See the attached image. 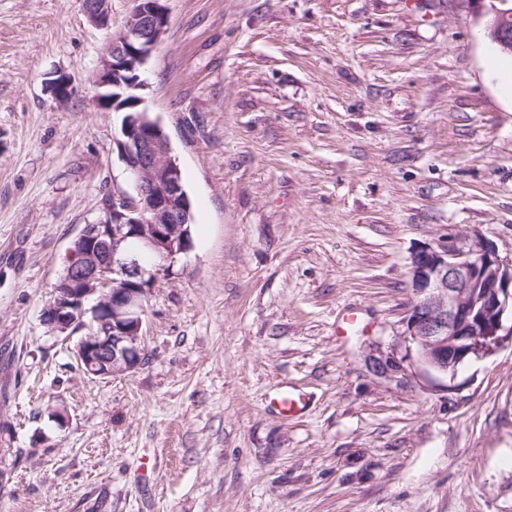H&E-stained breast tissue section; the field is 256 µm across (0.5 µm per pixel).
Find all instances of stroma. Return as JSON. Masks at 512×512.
Masks as SVG:
<instances>
[{
    "label": "stroma",
    "mask_w": 512,
    "mask_h": 512,
    "mask_svg": "<svg viewBox=\"0 0 512 512\" xmlns=\"http://www.w3.org/2000/svg\"><path fill=\"white\" fill-rule=\"evenodd\" d=\"M165 6L142 95L191 243L141 365L99 379L41 312L129 186L123 115L92 104L109 30L82 0H0V446L21 451L0 512H512V345L451 384L369 366L400 345L412 252L479 237L512 258V74L483 21L463 0ZM284 393L300 413L270 409ZM46 86L52 98L59 103L67 101L76 90L71 78L64 73L54 74Z\"/></svg>",
    "instance_id": "stroma-1"
}]
</instances>
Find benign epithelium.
<instances>
[{
  "label": "benign epithelium",
  "mask_w": 512,
  "mask_h": 512,
  "mask_svg": "<svg viewBox=\"0 0 512 512\" xmlns=\"http://www.w3.org/2000/svg\"><path fill=\"white\" fill-rule=\"evenodd\" d=\"M124 26L106 42L95 74L101 89L95 106L120 110L131 92V107L115 138L118 160L132 192L112 191L107 217L86 225L67 251V275L58 279L41 321L53 336L84 335L74 347L78 367L100 378L129 373L141 364L146 303L161 278L190 244L192 223L182 171L172 157L161 123L136 94L142 72L162 42L168 14L162 0H133ZM485 20L491 41L512 53V0H469ZM88 20L110 28L111 0H83ZM46 86L57 102L75 92L58 73ZM133 238L137 248L125 247ZM414 300L399 335L405 355L370 361L374 374L393 376L409 360L425 371L455 380L459 366L488 356L512 341V259L479 237L465 247H424L410 256Z\"/></svg>",
  "instance_id": "7a95c632"
}]
</instances>
